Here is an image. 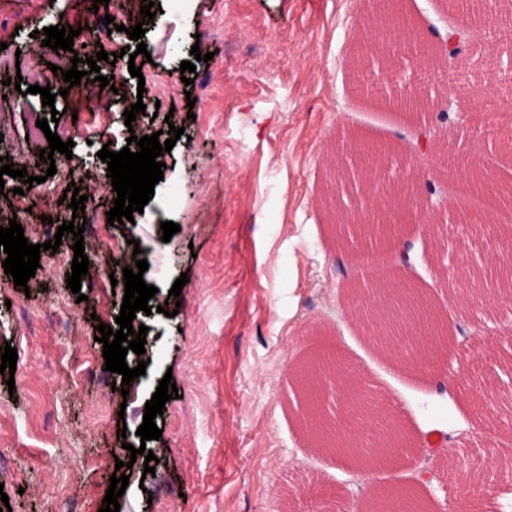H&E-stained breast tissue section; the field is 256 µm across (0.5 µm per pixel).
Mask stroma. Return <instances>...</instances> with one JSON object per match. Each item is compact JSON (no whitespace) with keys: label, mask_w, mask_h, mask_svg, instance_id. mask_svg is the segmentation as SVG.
Wrapping results in <instances>:
<instances>
[{"label":"stroma","mask_w":512,"mask_h":512,"mask_svg":"<svg viewBox=\"0 0 512 512\" xmlns=\"http://www.w3.org/2000/svg\"><path fill=\"white\" fill-rule=\"evenodd\" d=\"M160 12L143 20L130 4L125 31L101 38L117 62H101L119 91L74 87L68 97L44 106L31 85L65 87L51 65L61 56L43 46L47 26L100 23L93 0H0V43L20 53V67L0 71V126L9 135L0 157L39 177L24 194L0 200V225L22 213L29 243H45L43 217L71 216L61 199L79 181L96 191L97 218L84 234L91 267L81 280L86 301L66 287L74 239L40 254L27 288L0 270V351L16 348L14 374L0 373V488L12 512H55L57 496L75 500L78 512H98L116 461L132 462L120 512H279L273 492H287L290 512H321L318 492L334 493L338 512H366L378 489H405L427 512H512V473L496 460L512 457L501 427L512 424V300L467 303L455 292L465 268L484 265L512 246V204L495 206L477 192L458 209L461 175L444 171L443 155H479L498 181L512 184V153L502 152L495 133L512 123V87L495 76L491 44L503 42L512 56V28L472 26L446 72L424 75L412 57L400 59L403 77L423 76L432 92L446 93L457 132L446 154L417 151L414 127L444 135L438 113L406 114L390 102L402 85L374 66L377 84L369 99L355 97L347 57L374 44L364 27L362 0H154ZM421 35L440 42L458 21L449 0H404ZM143 23L147 52L121 57L130 46L128 28ZM212 53L197 62L193 84L181 80V62L192 46ZM140 67L142 78L128 66ZM20 85H11L13 77ZM146 110L126 123L136 101ZM59 111L60 124L79 128L71 155L55 154V175L41 162L47 140L29 138L37 120ZM183 128L164 153V178L133 222L109 224L114 197L107 190L103 145L120 151L130 129L152 135ZM353 127L374 145H394L379 173L381 183L418 173L430 178L434 197L448 210L417 215L401 224L411 267L399 268L384 250V275L402 272L448 321L453 336L446 361L419 378L392 366L368 346L344 313L336 252L320 209L327 158L339 132ZM179 224L162 242L161 222ZM137 240L149 264L143 279L157 292L147 327L145 375L128 394L114 390L120 374L106 371L97 323L114 324L122 293L110 275L127 266L120 241ZM187 274L178 302L167 299ZM167 313H158V305ZM337 350L362 381L396 402L413 438L414 462L376 471L311 448L298 425L301 397L289 372L313 345ZM498 382L484 394L487 413L464 404L449 370ZM179 396L155 423L159 439L141 441L136 431L164 375ZM105 418L94 420L97 406ZM440 430V448L428 445ZM145 446L157 458L144 476L143 460L129 446Z\"/></svg>","instance_id":"35a3bbf8"}]
</instances>
